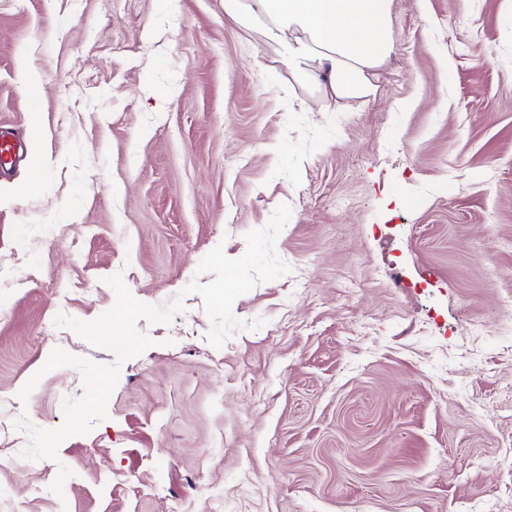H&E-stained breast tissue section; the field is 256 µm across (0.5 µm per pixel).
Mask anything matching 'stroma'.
<instances>
[{"instance_id": "obj_1", "label": "stroma", "mask_w": 512, "mask_h": 512, "mask_svg": "<svg viewBox=\"0 0 512 512\" xmlns=\"http://www.w3.org/2000/svg\"><path fill=\"white\" fill-rule=\"evenodd\" d=\"M391 39L375 95L329 105L224 0H0V130L44 170L0 169V423L62 425L53 349L113 362L54 325L110 309L105 277L184 306L57 460L0 435V512L512 506V0H394ZM282 203L292 271L214 348L185 288Z\"/></svg>"}]
</instances>
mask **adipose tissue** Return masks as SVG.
<instances>
[{
  "instance_id": "obj_1",
  "label": "adipose tissue",
  "mask_w": 512,
  "mask_h": 512,
  "mask_svg": "<svg viewBox=\"0 0 512 512\" xmlns=\"http://www.w3.org/2000/svg\"><path fill=\"white\" fill-rule=\"evenodd\" d=\"M393 0H224V18L259 29L287 49L290 70L323 91L325 101L375 93L389 57Z\"/></svg>"
}]
</instances>
